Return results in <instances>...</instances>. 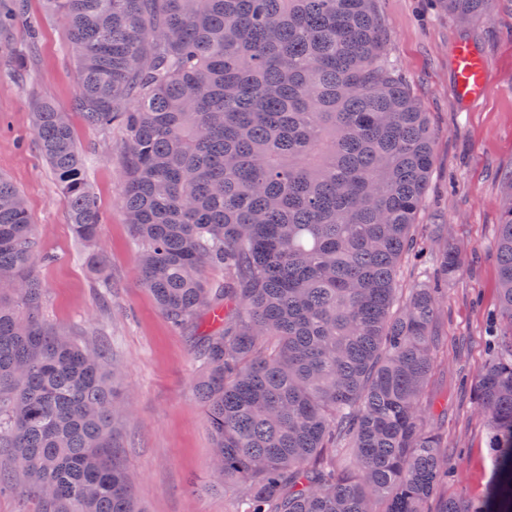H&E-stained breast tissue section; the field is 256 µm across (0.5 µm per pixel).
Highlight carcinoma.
<instances>
[{
	"label": "carcinoma",
	"mask_w": 512,
	"mask_h": 512,
	"mask_svg": "<svg viewBox=\"0 0 512 512\" xmlns=\"http://www.w3.org/2000/svg\"><path fill=\"white\" fill-rule=\"evenodd\" d=\"M377 0H46L68 27L93 128L124 127L119 206L140 275L201 329L196 397L237 512H430L451 472L421 405L438 285L401 263L433 165L427 113L386 53ZM498 0H446L463 21ZM78 237L102 224L67 113L35 110ZM498 224L500 317L474 394L494 448L477 502L512 512V177ZM38 239L0 176V443L43 512H142L113 453L107 351L55 334ZM219 267L224 280L205 270ZM446 249L443 281L457 273ZM355 451L354 464L337 457Z\"/></svg>",
	"instance_id": "cac0c4a2"
}]
</instances>
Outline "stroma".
Listing matches in <instances>:
<instances>
[{
    "mask_svg": "<svg viewBox=\"0 0 512 512\" xmlns=\"http://www.w3.org/2000/svg\"><path fill=\"white\" fill-rule=\"evenodd\" d=\"M377 9L389 29L387 52L434 133L418 221L445 225L449 247L461 252L437 313L444 354L431 385L438 402L424 408L457 467L440 495L478 501L490 481L491 450L469 387L489 362L485 316L498 307L502 178L512 174V0H499L494 16L477 23L448 14L441 0H378ZM460 41L488 64L484 91L471 102L454 91L451 50ZM78 92V62L61 21L45 0H27L12 32L0 34V175L20 189L35 226L45 317L81 345H108L114 451L144 512H234L213 470V438L194 391L198 331L174 329L143 286L139 249L118 205L126 134L86 126L74 111ZM42 101L68 112L87 159L86 179L104 214L97 247L73 233L67 200L42 155L32 125ZM96 248L104 253L100 273L90 261ZM0 474L12 483L0 494V512H43L1 447Z\"/></svg>",
    "mask_w": 512,
    "mask_h": 512,
    "instance_id": "35a3bbf8",
    "label": "stroma"
}]
</instances>
